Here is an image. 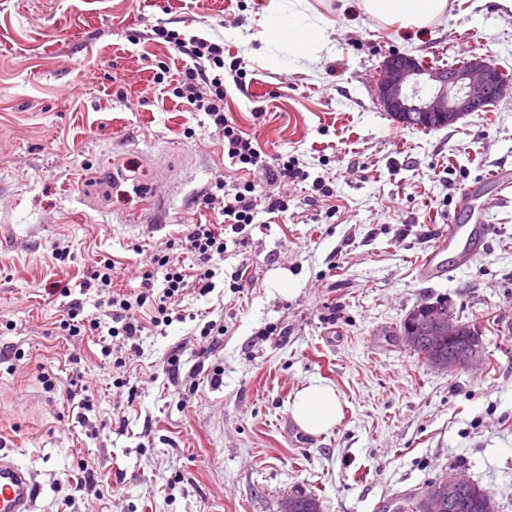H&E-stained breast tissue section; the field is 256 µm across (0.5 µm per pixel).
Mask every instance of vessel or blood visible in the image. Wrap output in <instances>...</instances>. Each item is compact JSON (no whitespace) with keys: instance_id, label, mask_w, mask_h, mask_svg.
Listing matches in <instances>:
<instances>
[{"instance_id":"1","label":"vessel or blood","mask_w":512,"mask_h":512,"mask_svg":"<svg viewBox=\"0 0 512 512\" xmlns=\"http://www.w3.org/2000/svg\"><path fill=\"white\" fill-rule=\"evenodd\" d=\"M462 199L470 213L471 225L452 224L447 234L443 235L435 246L425 255L421 262V271L425 276L434 277L445 274L446 268L441 260L447 251H456L462 261L473 260L475 254L466 247V239L474 233L485 232L486 212L494 203L493 197H485L482 201H474L472 194H463ZM37 499L35 478L6 453H0V512H34Z\"/></svg>"}]
</instances>
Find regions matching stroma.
<instances>
[{
	"instance_id": "35a3bbf8",
	"label": "stroma",
	"mask_w": 512,
	"mask_h": 512,
	"mask_svg": "<svg viewBox=\"0 0 512 512\" xmlns=\"http://www.w3.org/2000/svg\"><path fill=\"white\" fill-rule=\"evenodd\" d=\"M309 2L326 44L305 66L270 39L271 0H0V449L33 472L36 512H279L297 494L320 512H390L449 472L512 512V193L489 210L475 260L445 254L433 278L419 267L449 223H468L460 190L491 194L482 177L512 169V101L424 133L375 100L394 53L512 73V14L450 0L413 34ZM158 25L223 44L243 75L224 78L226 115L309 181L270 187L230 166L210 118L153 85L155 68L175 79L187 62L154 40ZM219 178L288 199L228 244L223 275L244 269L240 287L189 291L181 319L133 346L60 330L70 299L110 327L83 275L107 259L113 290L138 293L156 248L220 221L222 200L202 204ZM57 242L70 249L58 265ZM439 299L480 328L482 365L434 369L392 337ZM208 321L223 335H201ZM105 345L128 358L127 386ZM315 381L336 389L342 419L295 435L289 404ZM74 382L94 396L82 414L63 398ZM82 461L98 490L75 491Z\"/></svg>"
}]
</instances>
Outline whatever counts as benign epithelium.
<instances>
[{
	"mask_svg": "<svg viewBox=\"0 0 512 512\" xmlns=\"http://www.w3.org/2000/svg\"><path fill=\"white\" fill-rule=\"evenodd\" d=\"M512 83L502 78L490 62L475 57L458 68L434 67L409 54L387 57L376 84V101L380 108L406 127H446L458 123L473 112H482L487 104L500 100ZM424 314L425 324L408 322L401 337L412 351L423 350L426 364L454 371L469 369L484 362V348L479 329L464 326L446 305L423 303L413 315ZM462 344L452 352L444 348L454 342ZM471 481L454 473L440 476L425 485L413 505V512H437L448 505V512L466 505V490Z\"/></svg>",
	"mask_w": 512,
	"mask_h": 512,
	"instance_id": "benign-epithelium-1",
	"label": "benign epithelium"
}]
</instances>
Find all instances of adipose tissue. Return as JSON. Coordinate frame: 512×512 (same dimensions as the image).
Here are the masks:
<instances>
[{
	"mask_svg": "<svg viewBox=\"0 0 512 512\" xmlns=\"http://www.w3.org/2000/svg\"><path fill=\"white\" fill-rule=\"evenodd\" d=\"M347 6L384 24L413 31L425 29L449 10V0H344ZM268 23L284 21L287 31L273 32L297 59L315 61L323 42L320 17L310 15L308 0H276L267 16ZM289 413L306 433L318 435L335 427L340 420V401L331 386L311 383L294 396Z\"/></svg>",
	"mask_w": 512,
	"mask_h": 512,
	"instance_id": "adipose-tissue-1",
	"label": "adipose tissue"
}]
</instances>
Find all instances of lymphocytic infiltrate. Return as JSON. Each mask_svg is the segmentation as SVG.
Here are the masks:
<instances>
[{
  "label": "lymphocytic infiltrate",
  "mask_w": 512,
  "mask_h": 512,
  "mask_svg": "<svg viewBox=\"0 0 512 512\" xmlns=\"http://www.w3.org/2000/svg\"><path fill=\"white\" fill-rule=\"evenodd\" d=\"M154 34L179 53L190 58L179 79L171 90L176 98L186 100L195 111L206 113L224 136V153L231 164L242 169L257 168L263 171L269 184L288 179L299 180L305 173L296 164L281 156L271 157L260 150L252 138L243 135L224 112V83L222 79L208 77V70L224 66V47L210 40L199 38L192 42L182 41L175 32L156 28ZM217 190L224 193V228L236 233L238 243H247L248 228L254 224L258 213L276 214L286 212L288 201L282 196L263 195L250 182L227 184L216 181ZM224 229L211 224L189 225L183 238L168 240L157 248L150 258L148 268L142 273V289L134 296L111 293L113 265L109 261H97L81 282L85 288L107 290L105 305L112 318L110 335L134 341L143 330L135 313L141 308H149L153 325H170L172 322L170 302L189 287H196L200 295L212 293L216 284L218 263L224 257ZM185 250L192 267L184 269L174 261V249Z\"/></svg>",
  "instance_id": "lymphocytic-infiltrate-1"
}]
</instances>
